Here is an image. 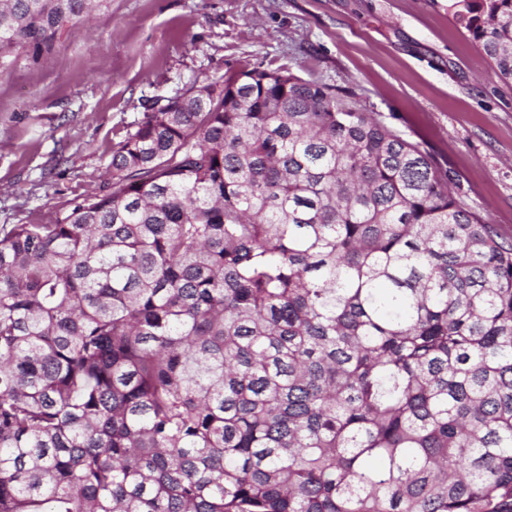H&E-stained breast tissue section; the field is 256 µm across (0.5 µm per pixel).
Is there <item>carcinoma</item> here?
Listing matches in <instances>:
<instances>
[{
  "label": "carcinoma",
  "mask_w": 512,
  "mask_h": 512,
  "mask_svg": "<svg viewBox=\"0 0 512 512\" xmlns=\"http://www.w3.org/2000/svg\"><path fill=\"white\" fill-rule=\"evenodd\" d=\"M109 2L0 0V74ZM201 91L0 226V512H512V241L331 85Z\"/></svg>",
  "instance_id": "carcinoma-1"
}]
</instances>
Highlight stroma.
Segmentation results:
<instances>
[{
    "label": "stroma",
    "mask_w": 512,
    "mask_h": 512,
    "mask_svg": "<svg viewBox=\"0 0 512 512\" xmlns=\"http://www.w3.org/2000/svg\"><path fill=\"white\" fill-rule=\"evenodd\" d=\"M246 67L335 86L512 238V82L448 0H111L0 75V225L53 223L107 184L144 113Z\"/></svg>",
    "instance_id": "35a3bbf8"
}]
</instances>
